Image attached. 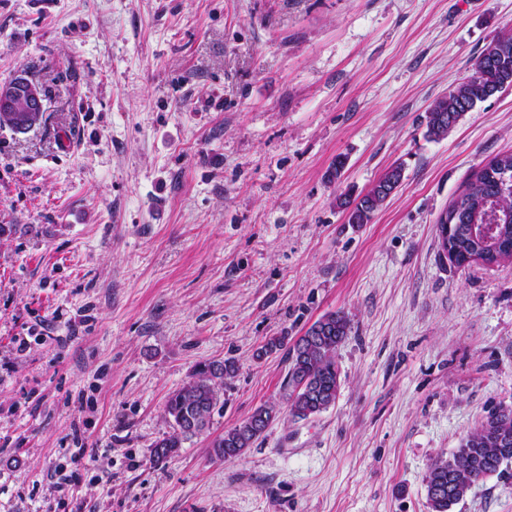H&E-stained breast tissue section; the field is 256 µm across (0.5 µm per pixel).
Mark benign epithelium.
Masks as SVG:
<instances>
[{
  "mask_svg": "<svg viewBox=\"0 0 512 512\" xmlns=\"http://www.w3.org/2000/svg\"><path fill=\"white\" fill-rule=\"evenodd\" d=\"M44 117L42 90L31 79L17 75L0 82V123L16 132H27L40 125ZM452 226L442 227L440 238L443 253L457 263V253L451 246Z\"/></svg>",
  "mask_w": 512,
  "mask_h": 512,
  "instance_id": "1",
  "label": "benign epithelium"
}]
</instances>
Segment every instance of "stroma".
Listing matches in <instances>:
<instances>
[{"instance_id": "obj_1", "label": "stroma", "mask_w": 512, "mask_h": 512, "mask_svg": "<svg viewBox=\"0 0 512 512\" xmlns=\"http://www.w3.org/2000/svg\"><path fill=\"white\" fill-rule=\"evenodd\" d=\"M507 29L512 0H0V81L47 118L0 127V512H431V463L512 405V264L456 267L438 235L512 151V88L438 141L426 113ZM394 165L348 223L340 194ZM339 310L336 403L292 419L285 351L254 353ZM227 357L209 431L155 463L167 396ZM453 512H512V464ZM42 90L24 75L0 82V121L15 132L39 126L44 117ZM403 178V168L392 166L363 196L353 197L349 193H342L340 206L346 212L350 224H367L373 213L379 209L396 189ZM278 412L273 404L256 407L246 419L225 430L223 435L212 442L211 456L219 461L240 458L267 431Z\"/></svg>"}]
</instances>
